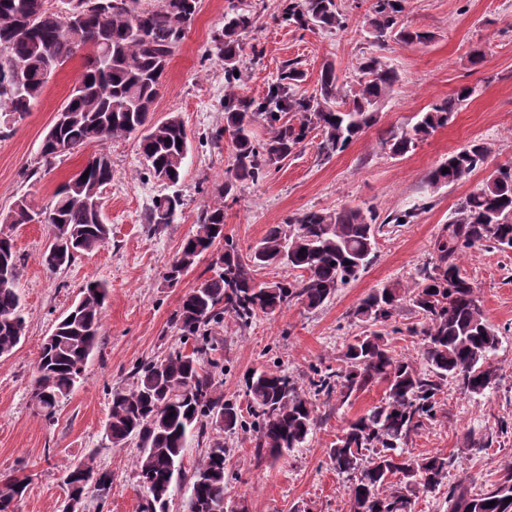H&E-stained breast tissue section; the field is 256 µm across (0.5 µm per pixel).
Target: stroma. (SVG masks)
Segmentation results:
<instances>
[{
	"mask_svg": "<svg viewBox=\"0 0 512 512\" xmlns=\"http://www.w3.org/2000/svg\"><path fill=\"white\" fill-rule=\"evenodd\" d=\"M246 2L259 21L242 37L241 95L264 97L289 62L303 73L294 88L299 96L314 94L327 62L341 81L351 84L361 58L374 51L398 70L401 80L380 105L378 123L343 152L324 156L322 136L312 132L294 156L270 167L263 182L225 200V236L245 254L271 225L304 211L371 206L384 215L426 199L431 206L414 223L386 225L372 265L322 307L310 310L295 303L275 315H258L245 330L225 319L217 330V349L206 358L219 363L214 377L220 392L242 409L248 406L245 377L250 370L277 365L301 382L310 367L339 366L346 345L369 329L353 315L361 299L385 284L411 281L430 261L434 242L454 220L460 199L499 166L512 165V0H406L407 24L430 32L431 41L406 45L390 39L381 49L372 45L365 25L370 0H337L347 24L331 32L277 22L279 0ZM228 5L229 0H199L153 106L157 122L178 113L190 140L177 186L183 203L171 223L155 231L146 224L153 198L168 187L141 163L135 137L83 145L64 154L50 173H37L41 142L83 71V57L55 71L30 112L0 134V214L23 196L45 206L56 188L99 152L112 160V181L102 192L111 228L104 247L52 273L41 262L51 226L31 223L12 231L25 258L19 288L27 331L14 353L0 358V476L28 480L16 512H61L68 495L65 472L89 457L112 475L104 512H140L145 492L135 470L139 445L132 440L113 447L104 430L111 392L129 384L133 367L183 348L171 316L214 259L205 254L176 286L163 278L233 164L230 140L216 146L208 138L224 122V64L211 38L223 28ZM465 84L474 86L475 93L447 126L403 157L382 149L388 131L409 127L417 113ZM473 139L490 148L484 167L454 186L427 193L428 172ZM458 265L476 284L484 315L502 339L491 357L498 379L481 396L461 393L455 382H448L435 420L413 436L408 450L416 457L447 455L453 461L449 482L469 484L478 492L512 470V249L467 251L459 255ZM90 282L108 290L99 344L88 360L85 383L48 422L35 414L31 400L41 346ZM421 325L412 304L402 302L384 328L394 355L418 356L422 340L414 330ZM384 390L377 383L349 402L333 397L320 403L307 444L277 461L257 459L249 434L220 433L227 500L244 503L247 512H351L349 483L333 469L327 450L348 421L376 404Z\"/></svg>",
	"mask_w": 512,
	"mask_h": 512,
	"instance_id": "stroma-1",
	"label": "stroma"
}]
</instances>
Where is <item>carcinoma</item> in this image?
Listing matches in <instances>:
<instances>
[{
	"label": "carcinoma",
	"instance_id": "cac0c4a2",
	"mask_svg": "<svg viewBox=\"0 0 512 512\" xmlns=\"http://www.w3.org/2000/svg\"><path fill=\"white\" fill-rule=\"evenodd\" d=\"M83 0H61L52 10L47 0H0V116L3 125L14 124L30 112L43 94L49 77L41 56L50 48L57 66L74 56V34L69 24L70 7ZM112 19L101 30L95 14H87L83 36L95 54L87 58L83 72L62 111L56 113L53 138H44L40 149L43 171L53 169L61 153L91 142L140 133L139 154L155 179L175 185L183 172L189 141L181 116L169 114L159 123L149 115L162 87V78L175 48L190 28L198 0H117ZM403 0H374L366 18L368 33L378 46L391 38L424 44L426 31L404 24ZM277 18L300 28L333 30L344 26L345 17L336 0H282ZM28 23L32 34L18 39L13 30ZM256 23L246 4L230 0L224 29L213 36L218 59L224 62V127L212 132L219 142L231 138L233 172L218 192L220 202L202 211L195 230L181 244L170 262L165 279L173 286L215 244L224 242V253L208 268L173 313L172 322L192 352L180 350L135 368L133 381L112 391L107 436L115 447L132 437L140 441L137 477L149 474L142 512H166L173 484L189 478L191 495L203 504L224 502L226 450L216 441L198 460L191 476L183 466L184 450L191 438L203 439L207 428L233 433L252 432L256 457L273 460L307 442L318 419L320 396L338 393L341 402L382 382L385 395L364 414L348 422L329 462L339 474L350 477L352 512H412L418 494L448 486V512H512V471L481 494L463 484L448 483L451 459L443 454L413 457L408 451L412 435L436 418L437 396L448 380L471 396L492 388L498 374L490 362L500 343L498 332L485 318L475 285L461 276L457 253L493 244L512 248V166L498 167L481 187L461 199L455 221L434 243L433 257L411 282L385 284L372 290L354 315L372 325H386L402 301L421 313V357L413 361L395 356L380 331L357 337L342 355L343 365L313 370L303 387L275 368L252 371L247 377L249 419L224 400L213 374L199 358L214 349L216 328L224 317L248 328L254 318L274 314L296 301L308 309L321 307L336 290L356 280L376 258V236L384 224H409L421 203L379 219L368 207L322 209L288 217L271 226L249 254L243 255L224 236V202L234 191L260 182L267 169L295 153L316 130L322 135L321 152L333 155L378 122L379 104L400 82L399 73L379 56L361 59L357 84L340 82L331 62L323 65L315 94L299 97L293 92L301 72L296 63L286 64L266 95L256 101L240 96L235 84L242 51L241 35ZM474 89L462 86L452 95L417 114L411 128L393 132L383 141L389 153L401 157L437 129L448 125ZM264 121L271 136L262 142L251 127ZM490 149L472 140L448 155L428 174L425 185L436 191L454 185L486 163ZM448 172H442V169ZM88 178H82L83 174ZM112 181L108 154L94 156L54 192L49 207L34 210L20 199L1 218L14 226L29 224L42 215L51 217L54 239L42 255L50 271L68 267L79 256L109 243L111 228L105 224L101 193ZM177 196L153 201L149 222L169 224ZM24 257L15 250L10 235L0 232V356L10 355L25 335L26 319L19 291ZM269 265H286L299 275L258 283L253 272ZM74 308L56 324L43 344L40 367L35 372L32 401L37 414L54 418L59 402L84 378L89 356L95 349L107 298V288L88 284ZM84 489L97 486L110 474L97 469L94 457L80 463ZM27 479L0 477V512H12L13 503L26 491ZM495 505L489 507L487 503Z\"/></svg>",
	"mask_w": 512,
	"mask_h": 512
}]
</instances>
